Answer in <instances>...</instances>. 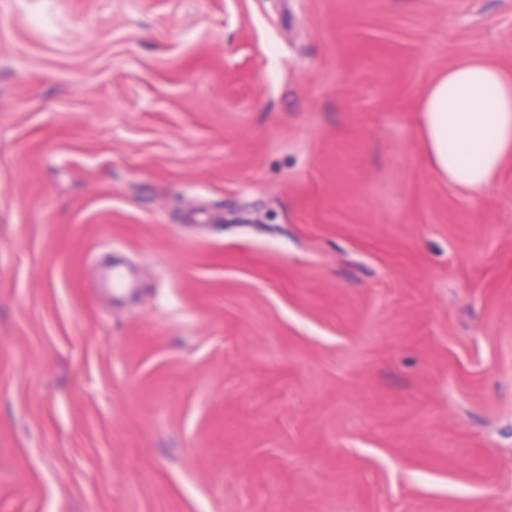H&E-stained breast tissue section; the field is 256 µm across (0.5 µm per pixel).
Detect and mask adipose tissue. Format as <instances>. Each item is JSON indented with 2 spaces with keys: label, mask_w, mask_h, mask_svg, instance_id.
<instances>
[{
  "label": "adipose tissue",
  "mask_w": 512,
  "mask_h": 512,
  "mask_svg": "<svg viewBox=\"0 0 512 512\" xmlns=\"http://www.w3.org/2000/svg\"><path fill=\"white\" fill-rule=\"evenodd\" d=\"M419 128L436 174L482 192L512 158V77L481 59L448 68L421 97Z\"/></svg>",
  "instance_id": "1"
}]
</instances>
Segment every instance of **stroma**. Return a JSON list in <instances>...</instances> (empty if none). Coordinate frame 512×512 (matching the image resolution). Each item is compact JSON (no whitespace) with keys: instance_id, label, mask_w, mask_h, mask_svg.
I'll return each mask as SVG.
<instances>
[{"instance_id":"obj_1","label":"stroma","mask_w":512,"mask_h":512,"mask_svg":"<svg viewBox=\"0 0 512 512\" xmlns=\"http://www.w3.org/2000/svg\"><path fill=\"white\" fill-rule=\"evenodd\" d=\"M475 55L512 0H0V512H512V159L417 112Z\"/></svg>"}]
</instances>
